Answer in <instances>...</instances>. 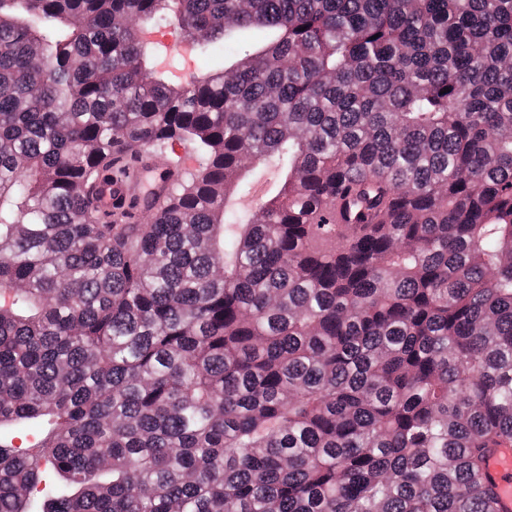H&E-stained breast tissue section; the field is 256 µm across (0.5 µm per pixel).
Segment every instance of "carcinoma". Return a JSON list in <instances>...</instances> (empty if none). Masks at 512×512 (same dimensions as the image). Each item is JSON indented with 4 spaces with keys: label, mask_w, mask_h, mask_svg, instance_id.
<instances>
[{
    "label": "carcinoma",
    "mask_w": 512,
    "mask_h": 512,
    "mask_svg": "<svg viewBox=\"0 0 512 512\" xmlns=\"http://www.w3.org/2000/svg\"><path fill=\"white\" fill-rule=\"evenodd\" d=\"M151 21L235 61L171 87ZM2 294L0 512H498L512 0H0ZM164 170L156 168V162L152 158L142 157L128 178L98 183L95 206L105 215L114 211L119 203H128L137 198L140 204L139 211H142L154 197L168 193L173 178L166 179L163 176ZM148 176L152 179L146 183Z\"/></svg>",
    "instance_id": "cac0c4a2"
}]
</instances>
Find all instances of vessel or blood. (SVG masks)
I'll return each mask as SVG.
<instances>
[{
  "instance_id": "obj_1",
  "label": "vessel or blood",
  "mask_w": 512,
  "mask_h": 512,
  "mask_svg": "<svg viewBox=\"0 0 512 512\" xmlns=\"http://www.w3.org/2000/svg\"><path fill=\"white\" fill-rule=\"evenodd\" d=\"M170 187V180L164 177L155 161L145 156L127 178L99 182L94 204L105 215L114 211L118 204L133 199L140 205H147L154 197L166 195ZM486 472L498 492V512H512V447L492 450L486 461Z\"/></svg>"
}]
</instances>
